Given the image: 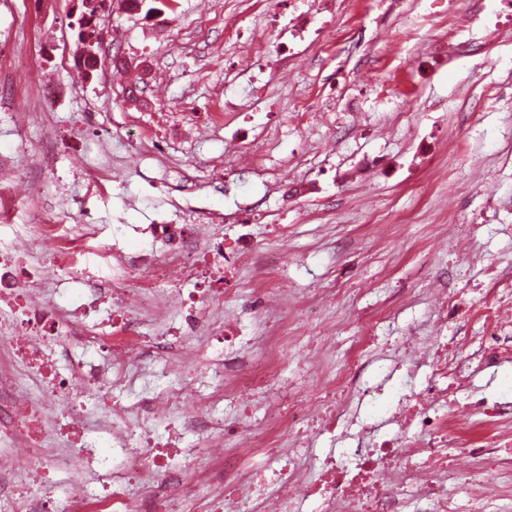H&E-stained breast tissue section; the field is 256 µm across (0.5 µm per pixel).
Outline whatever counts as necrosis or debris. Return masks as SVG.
I'll return each mask as SVG.
<instances>
[{
  "mask_svg": "<svg viewBox=\"0 0 512 512\" xmlns=\"http://www.w3.org/2000/svg\"><path fill=\"white\" fill-rule=\"evenodd\" d=\"M224 221L212 212L193 224L151 225L144 246L130 253L119 243L101 242L93 221L62 230L39 216L25 234L54 255L61 273L55 299L46 297L38 267L0 249V281L11 282L0 288V446L18 451L0 458V474L20 467L30 473L21 485L0 482V498L8 499L11 512H308L315 499L324 512H402L410 501L422 504L423 512H494L501 473L489 457L512 447V434L500 425L512 404L484 397L469 407L457 405V389L470 386L472 377L461 336H435L426 346L405 338L404 355L384 380L392 395L386 422L393 432L349 419L343 453L355 459V472L342 469L332 453L305 456L309 441L296 434L312 417L318 432L335 431L354 396L353 369L321 377L293 407L271 410L265 417L268 440L225 427L217 405L228 397L251 401L259 390L251 365L239 354L256 336L238 318L203 320L204 311L234 298L233 289L215 285L213 271L228 272L247 261L263 280L269 269L263 248L211 241L209 226ZM93 242L112 267L111 280L94 286L80 263L83 247ZM177 276L193 283V290L172 287ZM139 301L160 322L169 306L179 304L183 321L159 334L142 332L127 317L128 304ZM61 336L80 348L64 373L45 350ZM204 344L223 346L224 367L212 374L209 395L193 399L195 415L170 420L171 407L184 398L183 380L198 372L196 353ZM165 345L172 354L158 381L101 408L110 456L99 457L85 439L83 395L133 380V363ZM423 366L435 378L424 391L396 382V375ZM60 405L67 413L55 432L66 435L69 452L53 447L55 432L45 427L47 412ZM478 420L486 427L480 437L474 434ZM162 422L165 433H152L151 424ZM288 433L296 439L281 447L278 437ZM452 443L467 450L466 464L455 472L448 469ZM267 448L273 467H235V459ZM312 463L318 466L314 480ZM78 468L91 471L92 482L58 492L53 475Z\"/></svg>",
  "mask_w": 512,
  "mask_h": 512,
  "instance_id": "obj_1",
  "label": "necrosis or debris"
}]
</instances>
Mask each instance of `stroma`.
Returning <instances> with one entry per match:
<instances>
[{"label": "stroma", "mask_w": 512, "mask_h": 512, "mask_svg": "<svg viewBox=\"0 0 512 512\" xmlns=\"http://www.w3.org/2000/svg\"><path fill=\"white\" fill-rule=\"evenodd\" d=\"M108 4L90 72L75 0H0V164L21 173L0 239L27 251L47 288L49 253L22 235L37 198L56 202L59 223L93 217L102 240L134 252L141 228L170 216L152 176L181 183L190 163L206 186L184 192L186 209L231 217L211 238L247 233L281 254L272 278L288 300L253 310L260 332L313 322L335 341L320 360L289 345L261 398L225 399V424L253 431L353 358L377 385L406 336L491 335L486 290L512 298V0H172L149 16ZM42 80L61 90L47 120L31 101ZM228 95L241 111H225ZM144 138L166 143L164 168L134 153ZM252 143L255 163L241 154ZM104 154L114 179L96 191L83 171ZM330 279L336 299L319 303ZM436 289L456 302L447 317ZM366 313L380 319L364 344ZM473 376L459 402L512 396V363Z\"/></svg>", "instance_id": "obj_1"}]
</instances>
